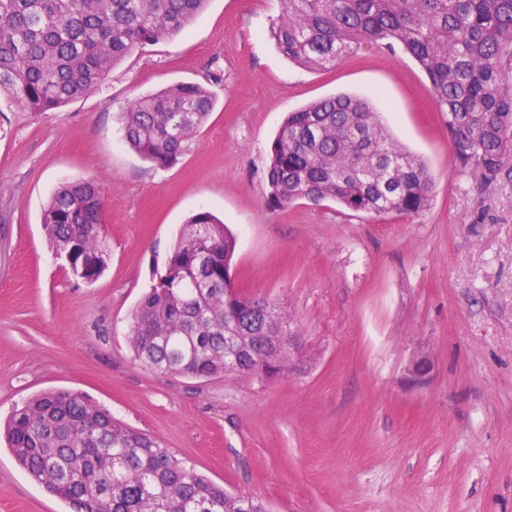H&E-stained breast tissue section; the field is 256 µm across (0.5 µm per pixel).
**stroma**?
Here are the masks:
<instances>
[{
    "label": "stroma",
    "mask_w": 512,
    "mask_h": 512,
    "mask_svg": "<svg viewBox=\"0 0 512 512\" xmlns=\"http://www.w3.org/2000/svg\"><path fill=\"white\" fill-rule=\"evenodd\" d=\"M279 12V0H211L59 110L0 102V421L37 393H81L269 512H512V153L484 185L455 162L402 49L307 69L269 37ZM178 82L207 85L216 106L159 168L128 146L120 114ZM342 92L370 99L425 162L421 214L269 206L285 116ZM77 181L104 198L107 269L93 283L71 275L42 224ZM200 211L236 238V288L294 317L304 371L196 379L134 358L132 311ZM0 512L70 508L1 444Z\"/></svg>",
    "instance_id": "stroma-1"
}]
</instances>
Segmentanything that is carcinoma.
<instances>
[{"label":"carcinoma","instance_id":"cac0c4a2","mask_svg":"<svg viewBox=\"0 0 512 512\" xmlns=\"http://www.w3.org/2000/svg\"><path fill=\"white\" fill-rule=\"evenodd\" d=\"M208 0H0V97L51 112L96 90L136 49L182 33ZM270 37L290 61L333 67L383 44L409 53L448 116L453 155L484 183L512 151V0H281ZM214 108L213 94L180 82L136 98L122 113L125 137L143 158L175 164ZM269 203L332 200L355 213L418 215L430 203L425 164L389 134L361 97L314 101L283 121L268 154ZM103 200L90 182L61 187L43 213L53 247L74 246L72 275L87 283L106 269L99 235ZM235 240L209 212L191 215L157 282L133 312L135 358L166 373H228L267 380L290 371L288 345L251 343L225 359L224 327L247 341L291 336V319L231 291ZM19 466L72 512H268L249 494L185 466L163 442L129 429L84 396L31 397L4 424Z\"/></svg>","mask_w":512,"mask_h":512}]
</instances>
